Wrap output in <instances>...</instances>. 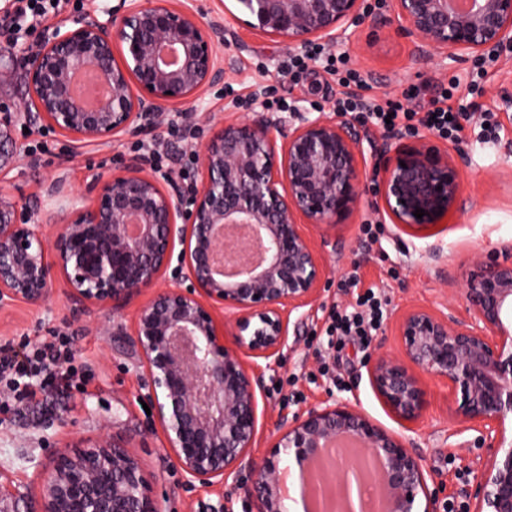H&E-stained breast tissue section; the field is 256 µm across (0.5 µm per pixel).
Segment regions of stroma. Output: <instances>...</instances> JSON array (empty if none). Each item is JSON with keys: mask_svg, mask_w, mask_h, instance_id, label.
<instances>
[{"mask_svg": "<svg viewBox=\"0 0 512 512\" xmlns=\"http://www.w3.org/2000/svg\"><path fill=\"white\" fill-rule=\"evenodd\" d=\"M195 5L202 21L219 22L225 30L229 83L206 91L189 111L169 113L154 132V139L168 145L171 168H178L186 146L169 137V124L192 114L199 126L195 144L203 146L216 124L264 110V100L255 95L263 87L270 97L293 103V112L332 115L333 103L344 90L335 74L314 64L303 73L284 74L281 65L288 48L247 26L248 15L238 0H195ZM344 49L361 75L357 94L381 103L416 86L430 101L436 83H450L455 90L448 108L497 113L500 132L496 141L483 143L473 129H465L458 143L468 158L461 169V204L430 236L397 231L368 202L336 228L306 226L313 244L324 247L322 258L330 275L312 305L292 312L286 360L273 366L260 358L252 362L263 390L258 396V433L248 456L256 461L267 456L279 425L298 412L347 400L384 427L402 431L420 456L428 482L438 488L437 503L451 497L465 500L476 487L487 454L476 443L475 432L461 431L451 419L444 382L424 376L428 406L404 430L369 384L368 352L346 348L335 365L346 383L340 390L318 377L320 358L310 342L325 339L332 306L348 307L370 287L385 291L387 311L394 315L419 306L433 311L451 307L458 317H467L463 287L476 267L475 254L482 250L512 259V107L501 104L503 92L512 93V58L480 69L471 60L451 65L436 55L422 62L415 56L412 37L399 33L396 25L378 28L367 21L354 30ZM27 98L25 76L15 74L12 54L0 48V115L19 112ZM293 112L284 113V120H291ZM10 132L18 156L0 169V188L13 198L31 199L39 224L64 223L72 209L86 205L93 180L134 157L139 140L131 133L104 145L78 144L38 117L27 124L13 122ZM36 141L46 143V152L28 153V144ZM369 221L381 225L372 243L361 231ZM134 312L131 305L102 311L60 292L47 304H20L0 312V341L41 339L65 331L76 365L89 376L84 390L41 391L37 406L0 412V512H37L41 484L58 452L102 440L119 443L140 460L160 512H249L243 493L232 483L221 488L185 484L166 453L161 424L142 407L151 387L132 336Z\"/></svg>", "mask_w": 512, "mask_h": 512, "instance_id": "stroma-1", "label": "stroma"}]
</instances>
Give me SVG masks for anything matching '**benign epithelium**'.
Listing matches in <instances>:
<instances>
[{"instance_id": "7a95c632", "label": "benign epithelium", "mask_w": 512, "mask_h": 512, "mask_svg": "<svg viewBox=\"0 0 512 512\" xmlns=\"http://www.w3.org/2000/svg\"><path fill=\"white\" fill-rule=\"evenodd\" d=\"M250 26L291 51L344 44L366 19L363 0H238ZM398 30L417 58L455 63L512 48V0H394ZM220 29L187 5L120 0L102 20L88 13L25 50L30 109L81 144L132 129L155 131L164 116L224 81ZM93 67L111 96L84 108L72 76ZM0 123V168L17 148ZM362 127L340 112L283 123L255 112L213 128L198 153L200 183L161 186L138 157L89 189L91 204L64 224H33L28 202L0 194V310L41 305L63 284L69 295L115 309L144 295L133 336L154 389L167 451L186 482L222 486L243 464L251 512L307 507V478L324 449L349 438L379 467L357 476L381 512H434L419 457L396 432L348 402L311 407L283 423L272 452L247 461L262 380L246 359L286 356L290 315L307 306L328 269L305 226H335L360 206L371 183L377 210L402 231L429 233L458 208L465 157L426 137L402 144L389 133L365 154ZM417 209L425 210L418 219ZM181 249H176V245ZM465 283L469 315L412 307L395 317L399 358L377 356L369 383L394 417L420 419L425 374L448 386L463 430L479 433L487 461L474 512H512V261L490 259ZM172 271L176 283L157 287ZM228 313L220 321L216 310ZM234 339L236 349L225 344ZM291 465L280 468L281 454ZM38 512H159L140 461L114 442L60 452L44 478Z\"/></svg>"}]
</instances>
